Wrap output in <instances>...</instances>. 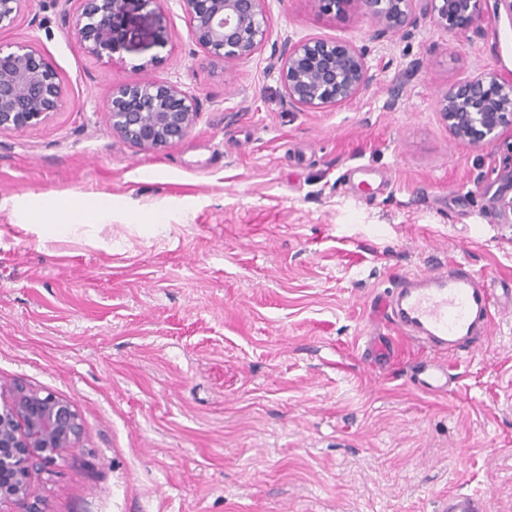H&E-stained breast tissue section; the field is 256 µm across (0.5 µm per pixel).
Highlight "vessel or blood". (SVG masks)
Listing matches in <instances>:
<instances>
[{
  "instance_id": "b4317fda",
  "label": "vessel or blood",
  "mask_w": 512,
  "mask_h": 512,
  "mask_svg": "<svg viewBox=\"0 0 512 512\" xmlns=\"http://www.w3.org/2000/svg\"><path fill=\"white\" fill-rule=\"evenodd\" d=\"M371 308L382 327L427 349V358L413 370L410 381L423 393L441 395L450 382L446 354L471 353L486 339L493 294L488 277L467 263L451 261L400 277L391 290L374 298ZM392 337H367L364 351L372 363L390 359ZM441 512H485V503L456 493L443 501Z\"/></svg>"
}]
</instances>
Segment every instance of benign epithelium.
<instances>
[{"label": "benign epithelium", "instance_id": "1", "mask_svg": "<svg viewBox=\"0 0 512 512\" xmlns=\"http://www.w3.org/2000/svg\"><path fill=\"white\" fill-rule=\"evenodd\" d=\"M422 1L435 23L450 34L465 32L482 18V0H314L345 16L358 6L378 34L405 33ZM160 0H81L71 29L81 49L96 59L125 48L126 23L134 9ZM266 0H179L195 42L212 58L236 63L267 42ZM26 0H0V31L17 21ZM288 104L319 110L348 103L370 87L362 48L352 42L310 38L284 40L279 52ZM65 89L44 55L31 45H0V133L43 122L61 106ZM438 111L451 135L474 147L494 146L512 129V79L479 72L440 98ZM112 133L151 151L181 141L196 124V96L177 83L152 80L112 90L106 102ZM83 423L72 403L24 384L0 382V512H40L29 505L33 471L54 465L63 452L79 448Z\"/></svg>", "mask_w": 512, "mask_h": 512}]
</instances>
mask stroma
<instances>
[{"label":"stroma","instance_id":"stroma-1","mask_svg":"<svg viewBox=\"0 0 512 512\" xmlns=\"http://www.w3.org/2000/svg\"><path fill=\"white\" fill-rule=\"evenodd\" d=\"M78 0H27L0 44L40 50L66 89L41 124L0 134V381L70 401L79 450L31 477L40 512H439L451 493L512 512V312L495 313L442 395L405 381L420 352L368 369L371 302L401 276L467 262L512 285V136L455 140L438 112L474 73L512 77V13L485 0L461 35L418 14L375 37L360 9L266 0L270 36L226 64L178 0L135 11L96 60ZM362 47L354 102L288 106L283 41ZM195 91L196 125L143 151L113 135V88ZM101 199L104 223L46 239L42 209Z\"/></svg>","mask_w":512,"mask_h":512}]
</instances>
